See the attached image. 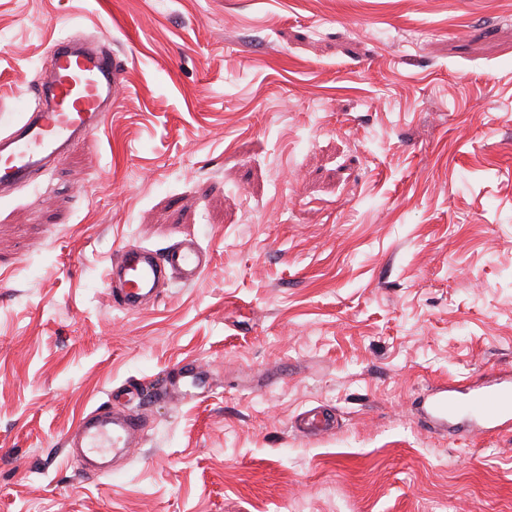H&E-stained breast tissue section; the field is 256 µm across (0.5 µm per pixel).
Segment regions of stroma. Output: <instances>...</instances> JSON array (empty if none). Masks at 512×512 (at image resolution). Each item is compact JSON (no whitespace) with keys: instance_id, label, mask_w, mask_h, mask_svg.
Masks as SVG:
<instances>
[{"instance_id":"stroma-1","label":"stroma","mask_w":512,"mask_h":512,"mask_svg":"<svg viewBox=\"0 0 512 512\" xmlns=\"http://www.w3.org/2000/svg\"><path fill=\"white\" fill-rule=\"evenodd\" d=\"M79 32L126 89L0 198V512H512V426L421 412L512 373V0H0L1 116ZM186 237L198 283L113 307L123 246ZM127 382L143 445L82 475ZM335 419L331 413L321 408H313L299 416V428L309 435H322L335 429Z\"/></svg>"}]
</instances>
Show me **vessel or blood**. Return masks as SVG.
Wrapping results in <instances>:
<instances>
[{
	"label": "vessel or blood",
	"mask_w": 512,
	"mask_h": 512,
	"mask_svg": "<svg viewBox=\"0 0 512 512\" xmlns=\"http://www.w3.org/2000/svg\"><path fill=\"white\" fill-rule=\"evenodd\" d=\"M127 62L97 43L64 36L51 45L48 66L38 70L30 85L35 108H21L17 117L0 126V197L29 185L36 175L65 159L79 143L101 128L125 88ZM212 256L196 241L183 239L156 251L129 244L119 250L108 273L113 306L124 311L142 308L145 297L168 282H198L210 268ZM476 423H512V384L497 378L496 386L476 397L469 408ZM302 432H332L335 419L321 408L299 417ZM145 421L140 414L102 403L82 415L63 439L68 451L79 454L90 471L108 474L112 458L141 447Z\"/></svg>",
	"instance_id": "1"
}]
</instances>
